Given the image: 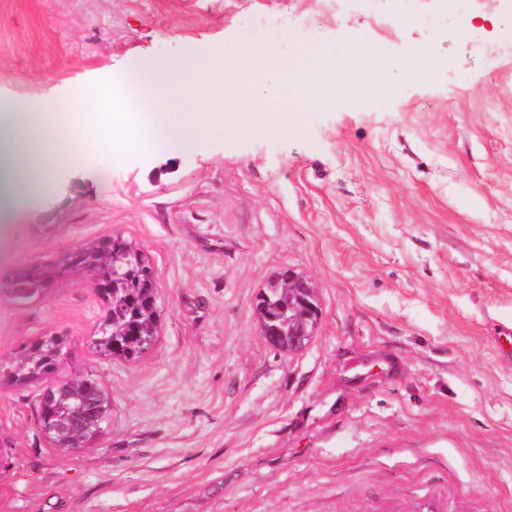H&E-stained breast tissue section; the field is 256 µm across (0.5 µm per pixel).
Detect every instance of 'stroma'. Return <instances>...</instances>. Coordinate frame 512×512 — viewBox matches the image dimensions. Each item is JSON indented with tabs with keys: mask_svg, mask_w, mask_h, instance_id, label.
<instances>
[{
	"mask_svg": "<svg viewBox=\"0 0 512 512\" xmlns=\"http://www.w3.org/2000/svg\"><path fill=\"white\" fill-rule=\"evenodd\" d=\"M247 2L0 0V109L53 104L73 137L51 190L0 211V280L121 235L151 258L160 306L127 360L92 345L107 307L89 278L26 302L0 289V364L63 333L56 379L94 373L112 400L110 428L66 453L37 421L45 382L0 378V512H512V360L492 341L512 324V54L474 46L512 15L501 0L452 16L443 0ZM276 31L288 40L266 48ZM354 32L396 93L353 60L362 107L305 108L297 131L218 118L190 145L119 158L88 142L86 94L133 62L224 49L209 100L195 76L171 82L181 111L244 112L223 93L242 36L257 62L240 80L288 103L276 59ZM287 267L322 307L293 355L255 318Z\"/></svg>",
	"mask_w": 512,
	"mask_h": 512,
	"instance_id": "obj_1",
	"label": "stroma"
}]
</instances>
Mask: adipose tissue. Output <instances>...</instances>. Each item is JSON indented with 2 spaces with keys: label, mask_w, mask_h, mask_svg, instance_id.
<instances>
[{
  "label": "adipose tissue",
  "mask_w": 512,
  "mask_h": 512,
  "mask_svg": "<svg viewBox=\"0 0 512 512\" xmlns=\"http://www.w3.org/2000/svg\"><path fill=\"white\" fill-rule=\"evenodd\" d=\"M376 48L368 46L357 35L350 36L338 48L320 47L303 50L300 55L282 61L280 67L288 71L299 84L297 103L283 105L273 99L261 85L227 84L226 93L232 97L247 96L257 100L253 111L236 114L231 121L255 136H262L281 122L299 125L303 108L337 100L346 90L341 59L355 55L367 59L376 55ZM221 56L193 55L187 59L163 64L150 78H143L141 64L116 77L110 87L111 96L118 97L127 89L138 87L144 92L142 109L138 112H108L99 100H91L84 116L91 141L109 143L114 156L130 150H164L175 145L193 142L198 128L212 122L213 113L175 112L163 90L167 73L223 66ZM137 124L141 135L136 140L124 138L121 130ZM65 128L59 114L31 112L25 109L0 113V209L12 205L18 195L27 189L49 191L52 186V168L57 158V143Z\"/></svg>",
  "instance_id": "ef3b65f1"
}]
</instances>
